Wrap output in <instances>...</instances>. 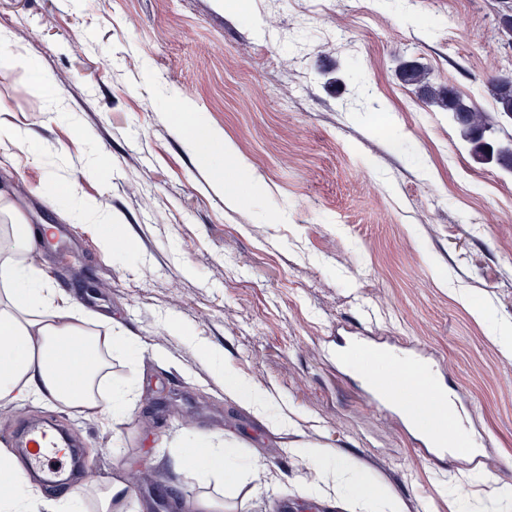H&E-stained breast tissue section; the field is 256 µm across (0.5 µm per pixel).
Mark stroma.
Returning a JSON list of instances; mask_svg holds the SVG:
<instances>
[{"instance_id": "stroma-1", "label": "stroma", "mask_w": 512, "mask_h": 512, "mask_svg": "<svg viewBox=\"0 0 512 512\" xmlns=\"http://www.w3.org/2000/svg\"><path fill=\"white\" fill-rule=\"evenodd\" d=\"M498 0H0V123L29 144L0 147L26 223L48 226L34 260L53 287L146 351L112 355L113 385L135 391L120 428L31 398L0 407V450L29 420L83 443L95 480L133 486L144 512H332L303 499L311 472L288 459L316 442L354 454L407 512L478 507L491 490L457 455L447 465L368 403L336 336L361 327L392 346L421 344L470 413L491 478L512 480V175L474 160L448 115L397 75L427 67L486 112V82L512 73ZM36 58L59 96L29 76ZM184 109L221 129L248 163V196L229 203L173 120ZM112 169L85 171L84 133ZM119 217L122 255L66 218L53 185ZM487 309L477 318L476 308ZM266 389L294 425L257 419L200 354ZM210 438L258 470L220 480L193 467Z\"/></svg>"}]
</instances>
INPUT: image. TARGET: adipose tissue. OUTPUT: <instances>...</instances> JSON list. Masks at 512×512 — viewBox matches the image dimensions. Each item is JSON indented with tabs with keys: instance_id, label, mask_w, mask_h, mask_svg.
I'll list each match as a JSON object with an SVG mask.
<instances>
[{
	"instance_id": "adipose-tissue-1",
	"label": "adipose tissue",
	"mask_w": 512,
	"mask_h": 512,
	"mask_svg": "<svg viewBox=\"0 0 512 512\" xmlns=\"http://www.w3.org/2000/svg\"><path fill=\"white\" fill-rule=\"evenodd\" d=\"M188 130L203 162L222 183L231 200L241 197L239 175L246 171L233 144L200 119ZM235 160L238 176H224V163ZM52 198L71 219L95 225L107 250H117L121 228L75 186L56 188ZM0 406L31 398L50 399L81 412L98 413L110 406L119 420L129 394L116 392L101 402L98 390L109 377L108 358L124 350L137 354L140 341L117 336L106 322L89 323L75 304L63 302L36 268L32 254L39 242L13 203L0 195ZM224 389L254 413L272 417L275 425H289L287 413L271 415L267 390L250 384L233 371L224 373ZM291 460L305 464L315 478L304 489L305 498L332 504L337 512H407L396 491L370 480L360 460L350 454L329 455L320 445L307 443L289 449ZM194 464L210 476H232L242 470L234 448L211 441L193 452ZM31 488L10 454H0V512H25Z\"/></svg>"
}]
</instances>
